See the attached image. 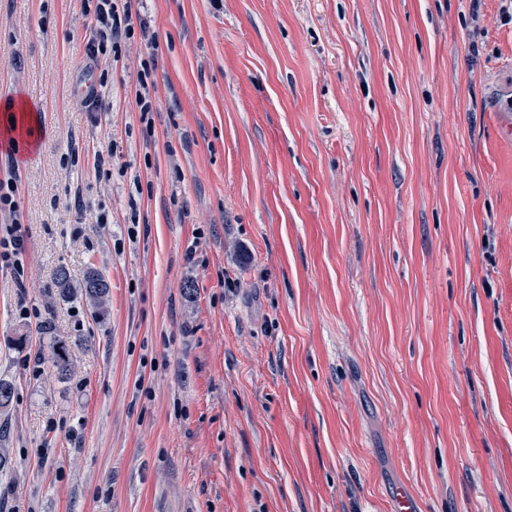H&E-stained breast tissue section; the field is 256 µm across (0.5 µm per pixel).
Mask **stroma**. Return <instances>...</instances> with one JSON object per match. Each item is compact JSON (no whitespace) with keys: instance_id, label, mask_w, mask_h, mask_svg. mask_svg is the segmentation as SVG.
Returning <instances> with one entry per match:
<instances>
[{"instance_id":"35a3bbf8","label":"stroma","mask_w":512,"mask_h":512,"mask_svg":"<svg viewBox=\"0 0 512 512\" xmlns=\"http://www.w3.org/2000/svg\"><path fill=\"white\" fill-rule=\"evenodd\" d=\"M142 13L92 112L81 0H0V131L41 107L0 149L28 228L0 512H512V0ZM149 80V81H148ZM138 85L139 89L136 91V105L141 112V120L147 125L151 124L149 115L151 112H157L156 98L151 92V87L154 90L155 85L152 80V68L147 62L141 63V69L138 71ZM15 120L10 128L6 131L5 138L9 143L18 148L20 145H26V149L30 150L34 144L33 134L37 127V114L39 105L37 102L21 97L17 102H13L10 106ZM79 288L82 295L101 310L104 308L111 285L101 271L90 268L86 272Z\"/></svg>"}]
</instances>
